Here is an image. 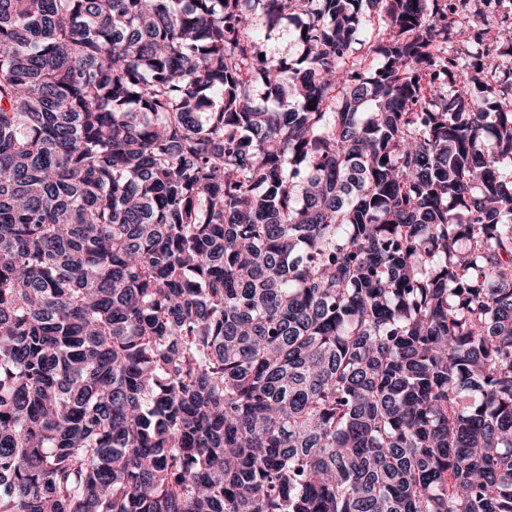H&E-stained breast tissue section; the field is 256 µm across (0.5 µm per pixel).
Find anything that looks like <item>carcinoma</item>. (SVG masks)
Listing matches in <instances>:
<instances>
[{
  "label": "carcinoma",
  "mask_w": 512,
  "mask_h": 512,
  "mask_svg": "<svg viewBox=\"0 0 512 512\" xmlns=\"http://www.w3.org/2000/svg\"><path fill=\"white\" fill-rule=\"evenodd\" d=\"M455 9L0 0V512H512V37ZM259 18L260 11L258 10L255 14V24L262 34V49L270 57L284 59L289 64L295 63L300 52L294 37V25H283L278 32L264 40V27Z\"/></svg>",
  "instance_id": "1"
}]
</instances>
